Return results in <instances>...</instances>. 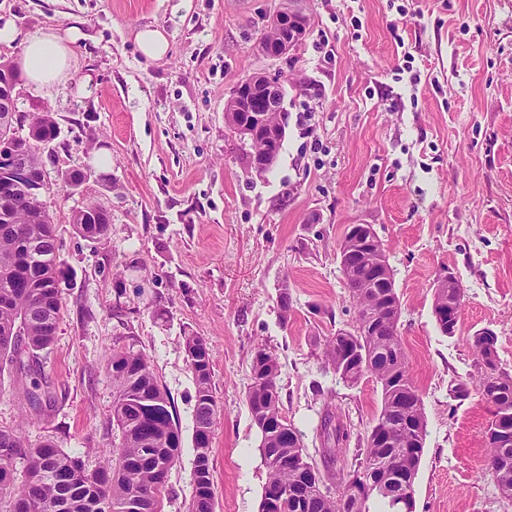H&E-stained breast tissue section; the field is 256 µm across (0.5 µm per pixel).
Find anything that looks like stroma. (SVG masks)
<instances>
[{"label": "stroma", "mask_w": 512, "mask_h": 512, "mask_svg": "<svg viewBox=\"0 0 512 512\" xmlns=\"http://www.w3.org/2000/svg\"><path fill=\"white\" fill-rule=\"evenodd\" d=\"M280 0H0L24 30L77 29L75 63L48 89L20 81V114L53 112L42 149L49 176L59 292L56 338L38 360L50 407H33L29 374L0 377V429L50 438L98 468L119 443L108 363L145 352L171 401L181 453L162 512H188L195 385L183 345L213 359L215 512H259L266 468L245 402L258 344L280 359L281 411L322 463L324 411L342 416L356 450L375 424L372 378L344 384L322 348L355 308L336 253L348 225L383 243L401 303L400 333L427 420L414 512H512L485 468L491 409L472 391L471 343L497 337L512 372V0H305L303 42L261 48ZM161 29L150 60L135 34ZM411 55L417 82L397 80ZM284 88L275 164L252 170L224 123L244 77ZM112 158L94 169L93 153ZM85 173L79 190L62 174ZM105 205V239L77 234L73 213ZM454 274L464 297L455 335L433 314L434 284Z\"/></svg>", "instance_id": "1"}]
</instances>
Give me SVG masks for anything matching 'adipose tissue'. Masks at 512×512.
<instances>
[{"mask_svg":"<svg viewBox=\"0 0 512 512\" xmlns=\"http://www.w3.org/2000/svg\"><path fill=\"white\" fill-rule=\"evenodd\" d=\"M77 38L74 31L65 35L46 28L25 31L13 18L0 15V44H22L18 66L28 82L40 88L53 86L68 73Z\"/></svg>","mask_w":512,"mask_h":512,"instance_id":"adipose-tissue-1","label":"adipose tissue"}]
</instances>
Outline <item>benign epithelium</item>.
<instances>
[{
	"mask_svg": "<svg viewBox=\"0 0 512 512\" xmlns=\"http://www.w3.org/2000/svg\"><path fill=\"white\" fill-rule=\"evenodd\" d=\"M303 0H284L282 7L273 14L270 22L277 35L266 54L278 58L296 48L306 33L307 14L302 7ZM16 68L7 63L0 67V112H9L12 127L0 134V162H4L8 179L3 186L31 199H39L48 190L46 170L35 173L27 163L28 148L36 143L37 132L28 124L26 134L15 130L19 118L16 114L15 81L11 74ZM282 87L278 79L264 73H254L240 80L230 94L237 111L250 113L248 123L236 126L232 133L243 144L254 141L263 143L262 152L252 155V168L260 171L270 163V156L282 135V128L267 122V113L277 112L281 106ZM351 247L346 251L342 275L351 288H391L388 263L384 258L382 245L371 226L354 224L350 227Z\"/></svg>",
	"mask_w": 512,
	"mask_h": 512,
	"instance_id": "1",
	"label": "benign epithelium"
}]
</instances>
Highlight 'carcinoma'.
Segmentation results:
<instances>
[{"instance_id":"carcinoma-1","label":"carcinoma","mask_w":512,"mask_h":512,"mask_svg":"<svg viewBox=\"0 0 512 512\" xmlns=\"http://www.w3.org/2000/svg\"><path fill=\"white\" fill-rule=\"evenodd\" d=\"M40 138L54 140L57 122L51 112L35 117ZM89 239L108 235V224H74ZM61 269L57 262L55 227L46 204L19 196L0 202V371L7 367L24 371L54 340L63 302L58 290ZM355 308V325L339 330L323 348L325 367L347 385L372 377L381 389L376 427L386 429L390 444L381 445L369 435L353 458H348L350 434L332 435L334 415L326 412L321 433L327 466H339L341 481L335 491L302 484L299 462L314 466L304 450L302 433L294 427L288 442L274 434L259 435L258 449L267 469L259 512H370L369 502L382 512H413L414 495H390L378 488L382 481L403 473L417 475L427 434L422 396L415 384L399 330V320L379 313L376 292L349 289ZM463 295L458 280L452 287L434 291L433 308L448 307V297ZM497 339L488 330L473 336L472 348L478 376L475 388L492 407L488 429L507 430L509 446L491 433L486 436L487 465L503 498L512 500V373L500 366ZM195 383V429L212 430L217 402L211 374L199 373L189 364ZM116 397L112 416L122 432L121 441L105 451L98 469L89 473L82 458L44 440L29 444L14 430L0 429V501L7 512H125L128 503L136 512H161L165 479L177 458L172 448L182 447L171 403L159 384L150 358L141 351L114 349L108 363ZM280 364L272 350L256 348L251 364L246 404L251 416L282 417L278 377ZM33 381L31 405L51 404L50 391ZM414 406L399 411L401 400ZM211 449H195L191 512H214ZM24 463V479L17 478V461ZM72 471L70 484L62 488L45 477L46 472ZM288 498L268 508L276 493Z\"/></svg>"}]
</instances>
